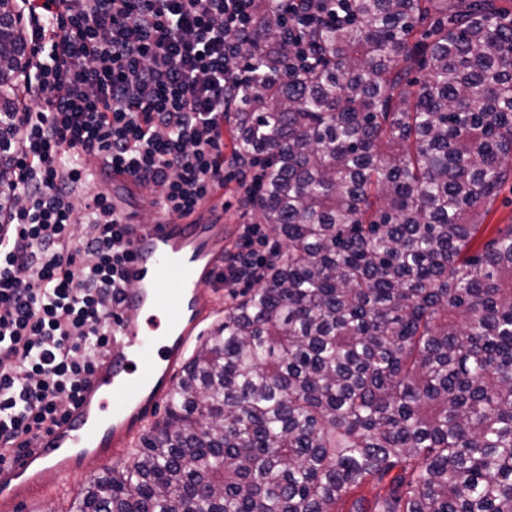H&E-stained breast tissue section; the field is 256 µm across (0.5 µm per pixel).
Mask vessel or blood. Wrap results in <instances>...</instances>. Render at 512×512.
Segmentation results:
<instances>
[{
  "mask_svg": "<svg viewBox=\"0 0 512 512\" xmlns=\"http://www.w3.org/2000/svg\"><path fill=\"white\" fill-rule=\"evenodd\" d=\"M112 212L131 233L126 291L112 325V349L68 418L39 437L34 451L0 466V512L51 494L79 474L87 457L110 464L173 390L172 376L215 305L205 288L220 268L233 228L224 222V189L215 187L190 214L163 209L129 175L115 174ZM153 212L149 224L138 209Z\"/></svg>",
  "mask_w": 512,
  "mask_h": 512,
  "instance_id": "1",
  "label": "vessel or blood"
}]
</instances>
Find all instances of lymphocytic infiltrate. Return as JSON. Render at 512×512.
<instances>
[{"mask_svg": "<svg viewBox=\"0 0 512 512\" xmlns=\"http://www.w3.org/2000/svg\"><path fill=\"white\" fill-rule=\"evenodd\" d=\"M249 0H19L37 108L14 113L11 190L0 210V465L62 421L111 348L131 286L128 228L88 193L86 155L129 172L186 214L224 183V99L241 77L228 33ZM241 227L215 277L256 282L271 254Z\"/></svg>", "mask_w": 512, "mask_h": 512, "instance_id": "1", "label": "lymphocytic infiltrate"}]
</instances>
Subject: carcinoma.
<instances>
[{"instance_id":"obj_1","label":"carcinoma","mask_w":512,"mask_h":512,"mask_svg":"<svg viewBox=\"0 0 512 512\" xmlns=\"http://www.w3.org/2000/svg\"><path fill=\"white\" fill-rule=\"evenodd\" d=\"M454 2L250 0L224 118L282 247L75 512H512V9ZM26 49L0 0V113ZM485 224H512V191L503 190L495 200Z\"/></svg>"}]
</instances>
